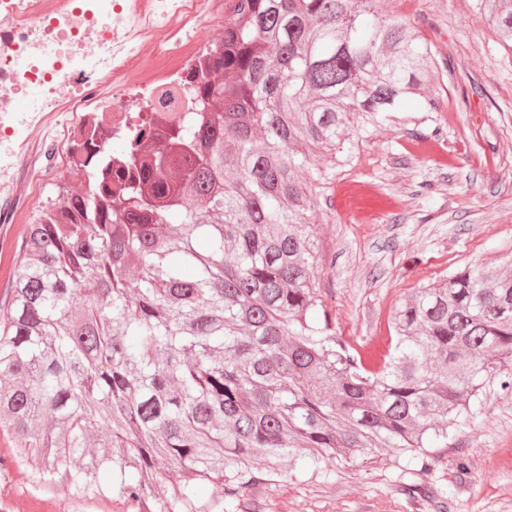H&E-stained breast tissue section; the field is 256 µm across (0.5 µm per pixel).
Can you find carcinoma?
I'll return each mask as SVG.
<instances>
[{"label":"carcinoma","instance_id":"cac0c4a2","mask_svg":"<svg viewBox=\"0 0 512 512\" xmlns=\"http://www.w3.org/2000/svg\"><path fill=\"white\" fill-rule=\"evenodd\" d=\"M385 0H242L155 160L98 166L24 225L0 292L11 463L78 499L211 512L263 466L428 449L512 366V266L414 290L378 357L336 334L311 231L352 123L439 112L431 44ZM512 51V0H476ZM111 425L98 439L92 429ZM164 496L155 487L170 471Z\"/></svg>","mask_w":512,"mask_h":512}]
</instances>
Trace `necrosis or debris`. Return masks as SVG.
I'll list each match as a JSON object with an SVG mask.
<instances>
[{
  "label": "necrosis or debris",
  "mask_w": 512,
  "mask_h": 512,
  "mask_svg": "<svg viewBox=\"0 0 512 512\" xmlns=\"http://www.w3.org/2000/svg\"><path fill=\"white\" fill-rule=\"evenodd\" d=\"M239 0H0V223L40 183L88 184L108 139L195 112Z\"/></svg>",
  "instance_id": "4bbe7bcc"
}]
</instances>
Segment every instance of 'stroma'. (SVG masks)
I'll list each match as a JSON object with an SVG mask.
<instances>
[{"label":"stroma","instance_id":"stroma-1","mask_svg":"<svg viewBox=\"0 0 512 512\" xmlns=\"http://www.w3.org/2000/svg\"><path fill=\"white\" fill-rule=\"evenodd\" d=\"M414 20L448 69L438 70L453 115L399 112L357 132L350 163L311 155L330 173L312 230L324 260L323 299L336 331L366 343L386 329L414 288L470 267L512 262V52L480 19L474 0H422ZM442 128L451 159L409 152ZM430 470L388 449L338 458L313 471L263 475L224 512H442L413 496H447L443 512H512V389L486 384L472 415L432 451ZM5 512H126L116 499L77 500L31 486L25 470H0Z\"/></svg>","mask_w":512,"mask_h":512}]
</instances>
